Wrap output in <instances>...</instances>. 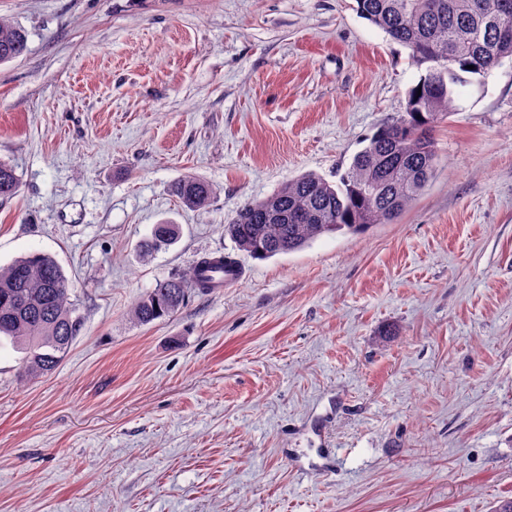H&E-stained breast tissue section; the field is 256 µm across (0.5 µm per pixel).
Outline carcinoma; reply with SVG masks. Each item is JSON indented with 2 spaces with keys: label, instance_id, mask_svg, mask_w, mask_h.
I'll list each match as a JSON object with an SVG mask.
<instances>
[{
  "label": "carcinoma",
  "instance_id": "cac0c4a2",
  "mask_svg": "<svg viewBox=\"0 0 512 512\" xmlns=\"http://www.w3.org/2000/svg\"><path fill=\"white\" fill-rule=\"evenodd\" d=\"M361 17L409 50L425 74L412 86L404 112L381 125L331 183L306 173L272 195L244 203L224 225L237 249L256 259L300 250L312 240L336 232L363 234L374 224L393 222L433 178L437 153L432 131L454 109L456 88L480 82L506 59L512 38L487 27L486 16L512 0H355ZM27 49L24 29L0 18V63ZM15 167L0 160V199L16 194ZM380 185L378 194L367 189ZM186 208L206 205L211 185L186 175L169 187ZM174 224H158L143 248L152 250L176 239ZM228 256H203L181 276L156 284L132 307L140 324L170 316L189 293H207L223 285ZM71 285L50 255L31 253L0 268V337L23 346L22 371L44 375L58 365L79 331L70 300Z\"/></svg>",
  "mask_w": 512,
  "mask_h": 512
}]
</instances>
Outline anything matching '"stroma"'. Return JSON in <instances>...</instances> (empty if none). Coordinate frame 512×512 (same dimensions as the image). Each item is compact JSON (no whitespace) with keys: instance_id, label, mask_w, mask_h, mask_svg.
<instances>
[{"instance_id":"35a3bbf8","label":"stroma","mask_w":512,"mask_h":512,"mask_svg":"<svg viewBox=\"0 0 512 512\" xmlns=\"http://www.w3.org/2000/svg\"><path fill=\"white\" fill-rule=\"evenodd\" d=\"M355 0H0V266L52 255L80 331L0 343V512H493L512 497V61L461 88L392 224L258 260L224 226L335 181L423 73ZM187 174L214 194L189 209ZM178 238L144 255L155 225ZM240 281L169 317L157 282ZM27 49L24 29L0 18V63L11 61ZM19 183L15 167L7 161L0 160V199L7 200L15 195ZM169 192L186 208L205 206L213 193L211 185L196 175H186L169 187ZM228 258L230 256L226 255L203 256L187 273L160 281L132 307V319L140 324H149L168 317L183 305L189 293H207L222 286L225 279L226 282L238 279L241 275L238 265L230 275L224 276L229 269ZM218 273L221 278L217 277Z\"/></svg>"}]
</instances>
